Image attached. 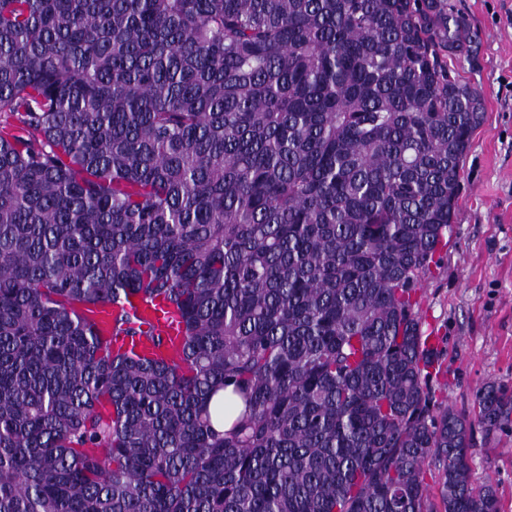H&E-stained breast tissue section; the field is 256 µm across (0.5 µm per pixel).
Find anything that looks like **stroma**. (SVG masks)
Listing matches in <instances>:
<instances>
[{
  "label": "stroma",
  "mask_w": 512,
  "mask_h": 512,
  "mask_svg": "<svg viewBox=\"0 0 512 512\" xmlns=\"http://www.w3.org/2000/svg\"><path fill=\"white\" fill-rule=\"evenodd\" d=\"M477 33L472 58L448 68L479 91L483 118L465 153L448 252L424 287L425 331L446 336L438 397L473 412L488 381L512 385V0H451ZM474 484L496 485L512 512V427L473 433Z\"/></svg>",
  "instance_id": "stroma-1"
}]
</instances>
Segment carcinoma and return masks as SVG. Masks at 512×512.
<instances>
[{"label": "carcinoma", "mask_w": 512, "mask_h": 512, "mask_svg": "<svg viewBox=\"0 0 512 512\" xmlns=\"http://www.w3.org/2000/svg\"><path fill=\"white\" fill-rule=\"evenodd\" d=\"M473 46L448 0H0V512H501L512 386L441 400L420 307ZM136 294L180 361L80 312ZM473 443V483L493 482L498 489L502 512H512V425L490 436L476 426Z\"/></svg>", "instance_id": "carcinoma-1"}]
</instances>
